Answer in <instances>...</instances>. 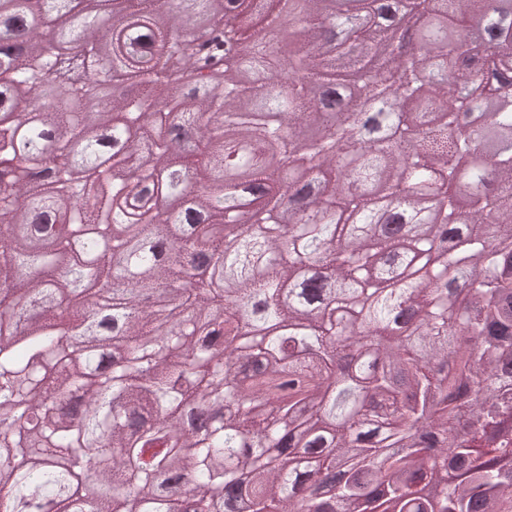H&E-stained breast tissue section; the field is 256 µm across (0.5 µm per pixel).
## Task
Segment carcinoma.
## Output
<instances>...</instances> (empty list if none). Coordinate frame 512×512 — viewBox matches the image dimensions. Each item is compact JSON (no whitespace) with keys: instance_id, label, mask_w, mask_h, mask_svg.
<instances>
[{"instance_id":"1","label":"carcinoma","mask_w":512,"mask_h":512,"mask_svg":"<svg viewBox=\"0 0 512 512\" xmlns=\"http://www.w3.org/2000/svg\"><path fill=\"white\" fill-rule=\"evenodd\" d=\"M110 2L0 0L28 21L0 71V512H235L230 489L249 512H512V0H437L457 38L422 43L406 111L385 113L396 137L361 145L344 137L361 98L309 116L336 58L369 93L391 75L381 0H357L363 29L286 0L298 35L276 47L266 0ZM186 14L229 45L224 84L162 79L176 53L195 66ZM486 16L496 40L476 52L465 22ZM104 41L125 86L86 111L97 70L51 75ZM32 98L33 124L3 111ZM476 122L497 142L463 170ZM302 173L323 199L283 224ZM440 180L420 234L338 219L402 184L418 213ZM196 256L232 290L198 287ZM91 277L112 333L85 352L63 327L97 319Z\"/></svg>"}]
</instances>
